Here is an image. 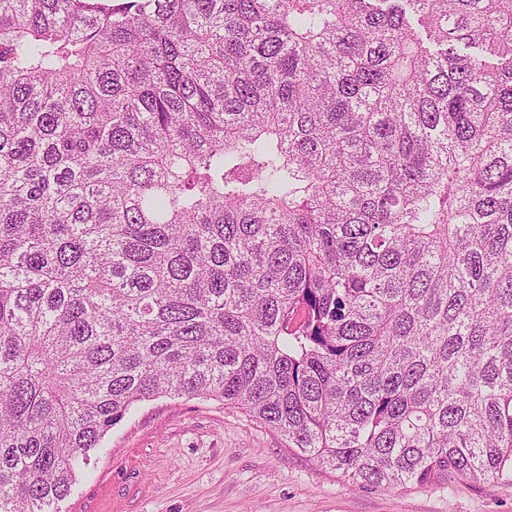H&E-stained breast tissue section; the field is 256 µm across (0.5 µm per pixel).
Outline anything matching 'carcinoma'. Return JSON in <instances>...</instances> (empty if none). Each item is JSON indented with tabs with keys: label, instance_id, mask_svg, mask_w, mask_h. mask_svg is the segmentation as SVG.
I'll return each mask as SVG.
<instances>
[{
	"label": "carcinoma",
	"instance_id": "1",
	"mask_svg": "<svg viewBox=\"0 0 512 512\" xmlns=\"http://www.w3.org/2000/svg\"><path fill=\"white\" fill-rule=\"evenodd\" d=\"M162 396L512 474V0H0V512Z\"/></svg>",
	"mask_w": 512,
	"mask_h": 512
}]
</instances>
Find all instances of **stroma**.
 <instances>
[{
    "label": "stroma",
    "mask_w": 512,
    "mask_h": 512,
    "mask_svg": "<svg viewBox=\"0 0 512 512\" xmlns=\"http://www.w3.org/2000/svg\"><path fill=\"white\" fill-rule=\"evenodd\" d=\"M102 446L60 512H512V476L405 492L353 486L213 400L142 403Z\"/></svg>",
    "instance_id": "obj_1"
}]
</instances>
